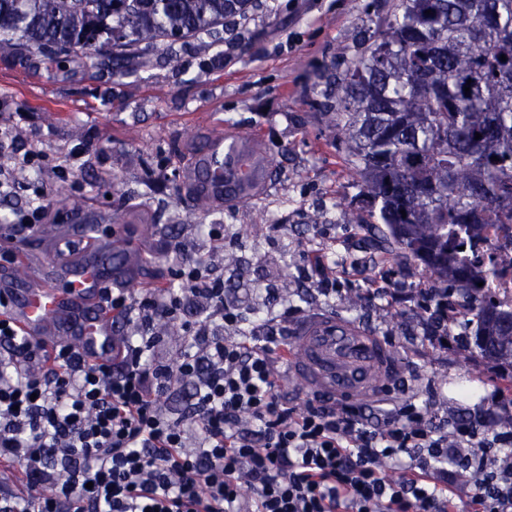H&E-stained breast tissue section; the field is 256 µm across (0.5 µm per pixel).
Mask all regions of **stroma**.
I'll return each mask as SVG.
<instances>
[{"label":"stroma","mask_w":512,"mask_h":512,"mask_svg":"<svg viewBox=\"0 0 512 512\" xmlns=\"http://www.w3.org/2000/svg\"><path fill=\"white\" fill-rule=\"evenodd\" d=\"M390 10L391 0H255L246 21L147 48L125 75L114 73L105 54L52 59L23 47L0 56V130L21 126L8 149L18 157L38 151L48 166L41 175L15 170L14 193L0 198V215L38 201L47 225L124 227L148 259L125 283L134 293L168 281L194 257L223 279L225 304L243 317L279 309L286 293L298 317L328 311L361 321L406 364L409 386L392 403L429 402L452 419L478 413L498 395L512 410L503 377L471 348L469 325L452 321L447 346L426 340L414 286L429 276L419 260L401 253L363 264L365 276L394 272L410 285L355 305L341 291L321 295L303 271L308 250L335 249L345 229L341 215L358 192L319 105L338 97L341 72ZM219 130L255 136L269 163L251 198L202 215L186 189L142 182L149 162L185 174ZM67 158L73 172L63 181L50 168ZM77 196L84 200L78 210ZM318 209L324 223H306ZM154 222L165 225L163 235L147 234ZM213 224L224 227L219 253L208 235ZM230 251L238 257L233 266L224 263Z\"/></svg>","instance_id":"1"}]
</instances>
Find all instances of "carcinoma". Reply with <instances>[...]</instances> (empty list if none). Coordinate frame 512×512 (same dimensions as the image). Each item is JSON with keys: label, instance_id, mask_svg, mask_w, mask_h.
I'll list each match as a JSON object with an SVG mask.
<instances>
[{"label": "carcinoma", "instance_id": "carcinoma-1", "mask_svg": "<svg viewBox=\"0 0 512 512\" xmlns=\"http://www.w3.org/2000/svg\"><path fill=\"white\" fill-rule=\"evenodd\" d=\"M251 3L0 0V54L26 45L85 55L95 45L121 73L132 49L208 32ZM323 112L359 188L344 222L368 213L431 276L461 289L453 310L477 321L474 348L512 380V308L483 297L459 251L482 225L512 224V0H393L344 71L338 105Z\"/></svg>", "mask_w": 512, "mask_h": 512}]
</instances>
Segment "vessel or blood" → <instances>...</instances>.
I'll list each match as a JSON object with an SVG mask.
<instances>
[{
  "mask_svg": "<svg viewBox=\"0 0 512 512\" xmlns=\"http://www.w3.org/2000/svg\"><path fill=\"white\" fill-rule=\"evenodd\" d=\"M246 136L216 133L201 164L210 172L214 204H223L224 160L251 150ZM98 228L68 224L63 240L76 255L34 254L32 243L47 239L43 227L0 230V246L13 254L0 298L22 335L50 348L73 346L98 362L112 359L114 320L99 297L103 288L121 284L122 269L95 248ZM287 379L301 392L330 401L374 402L393 395L403 364L393 347L362 324L316 311L292 329Z\"/></svg>",
  "mask_w": 512,
  "mask_h": 512,
  "instance_id": "b4317fda",
  "label": "vessel or blood"
}]
</instances>
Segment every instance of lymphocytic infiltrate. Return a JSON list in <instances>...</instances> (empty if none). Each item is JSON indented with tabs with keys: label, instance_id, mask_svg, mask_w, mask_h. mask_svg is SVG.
<instances>
[{
	"label": "lymphocytic infiltrate",
	"instance_id": "obj_1",
	"mask_svg": "<svg viewBox=\"0 0 512 512\" xmlns=\"http://www.w3.org/2000/svg\"><path fill=\"white\" fill-rule=\"evenodd\" d=\"M176 278L102 292L134 325L110 364L33 343L0 310V512H512V430L488 445L483 413L294 405L271 332L287 314L250 329L197 260ZM188 307L204 317L164 360L150 329ZM187 381L190 404L171 417L161 401Z\"/></svg>",
	"mask_w": 512,
	"mask_h": 512
}]
</instances>
